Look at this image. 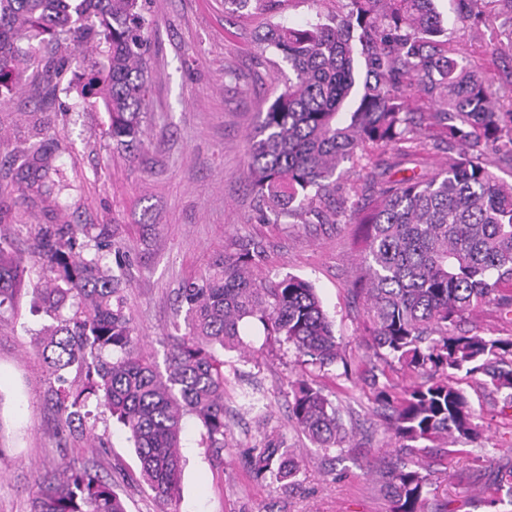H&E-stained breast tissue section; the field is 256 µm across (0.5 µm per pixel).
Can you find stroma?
Returning <instances> with one entry per match:
<instances>
[{
  "label": "stroma",
  "mask_w": 512,
  "mask_h": 512,
  "mask_svg": "<svg viewBox=\"0 0 512 512\" xmlns=\"http://www.w3.org/2000/svg\"><path fill=\"white\" fill-rule=\"evenodd\" d=\"M337 6V0H255L234 12L224 0H147L146 134L131 152L113 146L106 112L85 108L80 96L79 80L101 62L98 53L72 50L64 74L47 82L40 73L52 65L54 47L35 40L30 67L0 84V234L27 258L39 227L118 225L106 264L121 276L126 309L156 359L164 357L166 336L184 325L177 302L183 284L230 245L251 240L265 249L256 279L290 273L311 281L334 322L347 374L338 366L301 364L256 323L242 331L249 356L224 351V464L213 465L197 422L188 420L177 512H389L371 470L393 465L400 452L377 413V389L364 382L375 359L361 338L364 303L351 288L357 226L314 218L269 222L246 179L248 135L289 75L279 53L260 49V36L268 24L302 27ZM437 7L448 20L452 51L496 85H512V57L497 52L498 30H461L458 0H437ZM34 144L44 145L59 168V191L48 192L42 171L25 160ZM367 153L337 181V197H368L388 179L429 176L448 159L439 130L428 126L416 143ZM35 299L25 290L14 310L0 314V512H30L35 476H52L68 464L110 479L126 512H161L131 442L108 413L97 416L99 447L61 436L45 367L32 348L50 322L34 308ZM302 375L342 409L343 448L317 450L289 420L290 383ZM454 381L479 415L483 445L432 463L428 512H483L480 501L494 475L488 458L512 465V421L477 381L461 373ZM250 393L256 406L248 404ZM270 432L302 465L296 491L255 480L244 465L246 449Z\"/></svg>",
  "instance_id": "35a3bbf8"
}]
</instances>
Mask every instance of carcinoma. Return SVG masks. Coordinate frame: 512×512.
I'll list each match as a JSON object with an SVG mask.
<instances>
[{"label":"carcinoma","instance_id":"carcinoma-1","mask_svg":"<svg viewBox=\"0 0 512 512\" xmlns=\"http://www.w3.org/2000/svg\"><path fill=\"white\" fill-rule=\"evenodd\" d=\"M464 2L458 22L500 23L499 49L512 55V0ZM144 7L145 0H79L74 7L71 0H0V82L27 67L24 39L47 35L76 49L103 45L104 61L83 85L86 102L104 106L116 146H136L148 83ZM84 15L97 24L78 23ZM263 43L281 54L291 76L248 136V180L265 216L276 221L356 216L361 273L354 292L365 302V343L377 359L420 378L400 392L381 391L401 456L379 490L391 512H426L425 458L448 452L450 444L483 447L479 417L453 375L491 387L502 396L501 414L512 416V335L464 328L489 304L512 324V184L494 172L499 164L512 166V95L503 105L488 80L449 55L448 28L434 0H345L344 10L305 28L271 25ZM407 83L432 102L431 112L410 111ZM425 121L449 139L445 167L429 177L389 180L360 206H330L343 163L364 159L369 144L415 140ZM116 233L108 224L94 236L85 224H60L39 234L41 267L51 276L35 291L53 323L33 349L46 365L61 433L93 432L88 406L95 401L128 434L142 478L167 505L179 490L187 418L201 426L212 460L223 461L224 360L217 351L244 347L243 324L258 322L321 369L345 357L310 281L253 277L264 249L252 242L218 255L180 288L185 333L170 336L159 365L139 346L122 280L102 264ZM35 273L0 241V314ZM290 396L289 419L315 447H342L341 409L321 387L301 376ZM248 470L284 492L300 484L293 450L273 438L252 450ZM35 486L31 512H125L112 483L88 467L65 466ZM506 499L512 503V466L497 470L484 503L494 509Z\"/></svg>","mask_w":512,"mask_h":512}]
</instances>
